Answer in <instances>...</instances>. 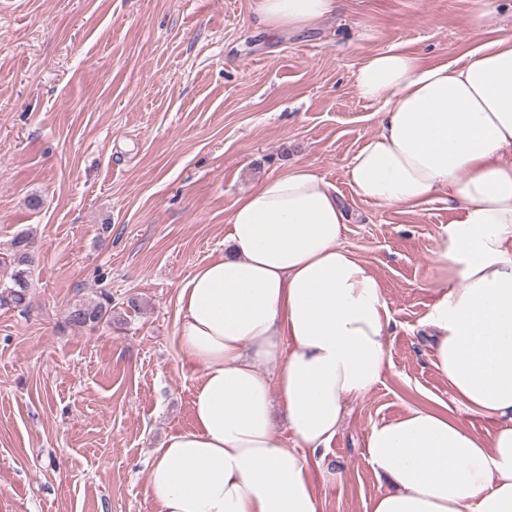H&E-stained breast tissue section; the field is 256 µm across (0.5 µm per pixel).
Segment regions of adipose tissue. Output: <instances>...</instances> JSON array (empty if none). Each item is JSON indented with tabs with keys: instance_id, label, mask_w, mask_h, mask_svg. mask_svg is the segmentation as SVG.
<instances>
[{
	"instance_id": "adipose-tissue-1",
	"label": "adipose tissue",
	"mask_w": 512,
	"mask_h": 512,
	"mask_svg": "<svg viewBox=\"0 0 512 512\" xmlns=\"http://www.w3.org/2000/svg\"><path fill=\"white\" fill-rule=\"evenodd\" d=\"M341 4L254 0V12L281 33ZM354 81L383 114L348 164L356 194L416 206L443 192L462 214L432 253V356L463 411L496 422L479 437L414 408L373 426L367 459L390 488L372 512H512V39L434 65L378 52ZM345 223L320 173L288 168L236 201L223 255L181 286L178 347L202 376L192 428L149 469L159 512H319L307 455L388 367V308L377 276L340 245Z\"/></svg>"
}]
</instances>
